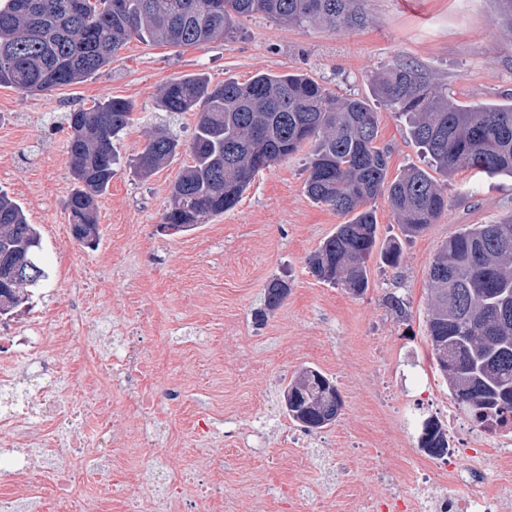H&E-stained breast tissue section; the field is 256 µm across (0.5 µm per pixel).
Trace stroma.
<instances>
[{"label":"stroma","mask_w":512,"mask_h":512,"mask_svg":"<svg viewBox=\"0 0 512 512\" xmlns=\"http://www.w3.org/2000/svg\"><path fill=\"white\" fill-rule=\"evenodd\" d=\"M364 8L369 22L355 30L332 34L257 14L221 41L180 48L131 41L80 84L29 95L0 86V188L38 229L47 272L0 332V419L45 391L61 409L80 400L108 415L123 439L112 457L124 462L125 477L114 481L102 469L81 490L87 502L143 491L149 471L133 452L144 448L193 476L223 459V512H313L318 499L328 512H355L361 500L385 503L389 483L380 474L392 460L415 457L425 418L468 423L443 378L426 375L428 270L450 235L512 214L510 177L459 172L448 181L447 215L412 239L378 196L377 245L401 240L402 262L392 269L372 257L360 296L308 267L342 218L306 195L305 150L261 170L232 209L170 235L159 225L187 155L146 179L122 168L99 200L98 243L80 244L71 232L68 112L129 101L137 121L122 144L128 158L157 129L186 142L195 114L156 103L177 76L242 82L259 72H301L338 97L368 99L374 76L405 59L456 100L512 103V36L496 0H364ZM377 112L390 176L428 168L405 119L382 106ZM276 277L291 290L268 313L265 289ZM393 295L403 312L389 306ZM15 335L33 337L48 367L13 361ZM128 342L152 361L156 387L175 389L176 400L146 414L123 383L86 388L82 371ZM306 367L327 374L344 405L334 424L302 432L306 445L297 448L282 437L293 425L283 392Z\"/></svg>","instance_id":"1"}]
</instances>
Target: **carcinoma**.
Instances as JSON below:
<instances>
[{
    "mask_svg": "<svg viewBox=\"0 0 512 512\" xmlns=\"http://www.w3.org/2000/svg\"><path fill=\"white\" fill-rule=\"evenodd\" d=\"M256 13L292 25L320 24L336 33L368 23L363 0H6L0 5V85L37 94L82 83L109 66L133 39L170 47L212 42L231 34ZM373 92L386 108L409 119L413 139L432 167L446 177L459 170L512 176V103L465 104L439 91L422 68L402 60L377 74ZM167 112H193L191 141L159 131L130 160L140 178L185 152L171 184V203L160 230L189 231L233 208L255 174L313 146L304 183L308 197L346 221L336 225L309 257L312 274L354 295L369 287L368 262L377 246V219L368 204L387 195L407 237L424 233L448 211V187L425 169L411 167L389 179L387 152L376 145L377 112L359 97L339 98L313 78L297 73H257L239 82L212 83L203 75L168 81L157 96ZM136 121L130 102L113 98L67 115V148L75 188L67 199L74 238L99 237L97 210L119 163L115 144ZM34 270L0 283V314L11 313L46 272L38 257L41 237L21 205L0 190V266L29 242ZM382 262L396 268L401 248L393 242ZM427 336L435 371L453 401L485 425L512 411V214L492 224H471L446 239L430 269ZM290 286L273 279L265 306L278 308ZM308 367L291 379L283 399L288 416L322 429L339 413L328 407L324 384ZM433 456L448 451L446 430L435 422L419 437Z\"/></svg>",
    "mask_w": 512,
    "mask_h": 512,
    "instance_id": "1",
    "label": "carcinoma"
}]
</instances>
